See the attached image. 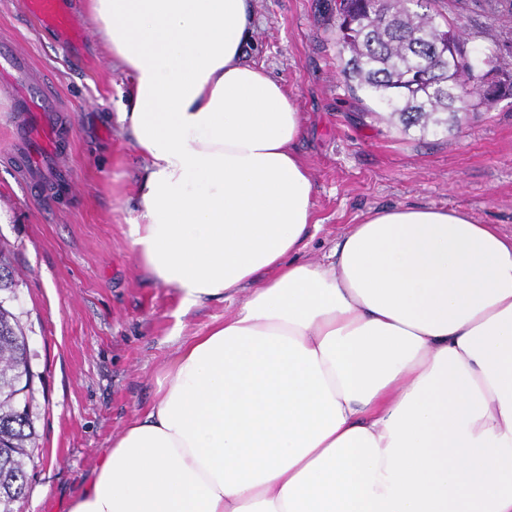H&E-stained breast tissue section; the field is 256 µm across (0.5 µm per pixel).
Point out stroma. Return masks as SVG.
<instances>
[{
    "label": "stroma",
    "mask_w": 512,
    "mask_h": 512,
    "mask_svg": "<svg viewBox=\"0 0 512 512\" xmlns=\"http://www.w3.org/2000/svg\"><path fill=\"white\" fill-rule=\"evenodd\" d=\"M87 35L78 50L0 0V35L27 50L65 96L76 185L38 197L0 163V248L15 268L13 305L28 330L37 374L35 426L20 512H67L131 420L153 403L179 346L231 316L239 298L185 308L136 261L128 240L145 164L117 114L129 79L98 42L84 0H64ZM336 0H251L248 58L264 64L303 114L298 144L315 194L303 260H323L371 210L462 208L512 237V99L462 112L453 129H403L340 75ZM462 26L470 53L501 52L504 29L475 0H432Z\"/></svg>",
    "instance_id": "obj_1"
}]
</instances>
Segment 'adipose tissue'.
Wrapping results in <instances>:
<instances>
[{
	"label": "adipose tissue",
	"instance_id": "obj_1",
	"mask_svg": "<svg viewBox=\"0 0 512 512\" xmlns=\"http://www.w3.org/2000/svg\"><path fill=\"white\" fill-rule=\"evenodd\" d=\"M86 9L130 81L138 261L186 307L251 293L178 349L68 512H512V238L395 206L300 259L302 115L245 56L250 0Z\"/></svg>",
	"mask_w": 512,
	"mask_h": 512
}]
</instances>
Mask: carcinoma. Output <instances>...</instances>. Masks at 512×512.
Segmentation results:
<instances>
[{
  "instance_id": "obj_1",
  "label": "carcinoma",
  "mask_w": 512,
  "mask_h": 512,
  "mask_svg": "<svg viewBox=\"0 0 512 512\" xmlns=\"http://www.w3.org/2000/svg\"><path fill=\"white\" fill-rule=\"evenodd\" d=\"M336 12V45L344 58L340 70L349 91L362 93L404 128L423 130L457 123L456 101L467 110L490 109L512 98V69L499 56L485 68L467 54L465 32L438 18L429 0H347ZM497 20L512 15L508 0H482ZM0 297V512H14L26 492L29 406L36 373L28 336Z\"/></svg>"
}]
</instances>
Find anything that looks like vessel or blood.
I'll list each match as a JSON object with an SVG mask.
<instances>
[{
  "instance_id": "1",
  "label": "vessel or blood",
  "mask_w": 512,
  "mask_h": 512,
  "mask_svg": "<svg viewBox=\"0 0 512 512\" xmlns=\"http://www.w3.org/2000/svg\"><path fill=\"white\" fill-rule=\"evenodd\" d=\"M23 4L28 15L61 40H84L63 0H23ZM0 80L12 87V146L7 160L15 166L18 184L30 193H47L61 184H73V174L62 161L70 148V136L60 120L66 106L48 73L33 67L29 57L4 38L0 40Z\"/></svg>"
}]
</instances>
